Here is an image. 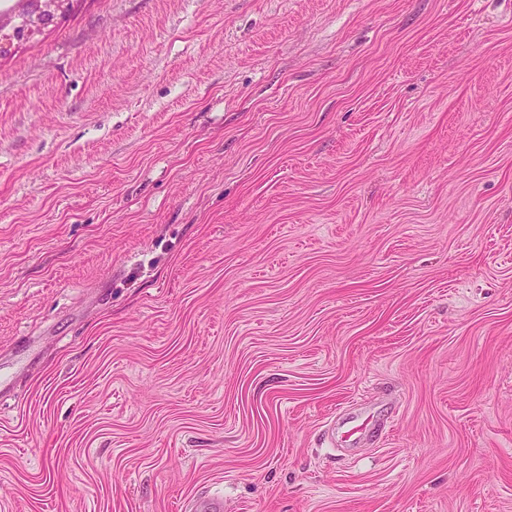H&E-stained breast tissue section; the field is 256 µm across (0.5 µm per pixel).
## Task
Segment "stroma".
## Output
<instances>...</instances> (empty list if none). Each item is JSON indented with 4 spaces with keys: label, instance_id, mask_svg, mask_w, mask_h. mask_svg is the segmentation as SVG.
<instances>
[{
    "label": "stroma",
    "instance_id": "1",
    "mask_svg": "<svg viewBox=\"0 0 512 512\" xmlns=\"http://www.w3.org/2000/svg\"><path fill=\"white\" fill-rule=\"evenodd\" d=\"M0 385V512H512V0H74L0 57Z\"/></svg>",
    "mask_w": 512,
    "mask_h": 512
}]
</instances>
